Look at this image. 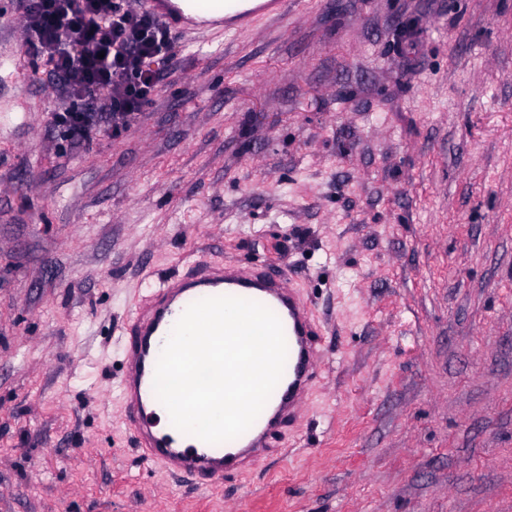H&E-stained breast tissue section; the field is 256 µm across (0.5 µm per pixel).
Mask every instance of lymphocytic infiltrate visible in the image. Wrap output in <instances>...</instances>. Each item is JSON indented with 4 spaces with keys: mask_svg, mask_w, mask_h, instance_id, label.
<instances>
[{
    "mask_svg": "<svg viewBox=\"0 0 512 512\" xmlns=\"http://www.w3.org/2000/svg\"><path fill=\"white\" fill-rule=\"evenodd\" d=\"M27 53L44 58L58 107L50 122L78 146L132 127L165 80L177 43L135 0H19Z\"/></svg>",
    "mask_w": 512,
    "mask_h": 512,
    "instance_id": "f902f5d3",
    "label": "lymphocytic infiltrate"
}]
</instances>
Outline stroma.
<instances>
[{
	"label": "stroma",
	"mask_w": 512,
	"mask_h": 512,
	"mask_svg": "<svg viewBox=\"0 0 512 512\" xmlns=\"http://www.w3.org/2000/svg\"><path fill=\"white\" fill-rule=\"evenodd\" d=\"M289 2L85 150L0 0V512H512V0ZM196 252L287 271L320 331L301 423L216 486L117 387Z\"/></svg>",
	"instance_id": "35a3bbf8"
}]
</instances>
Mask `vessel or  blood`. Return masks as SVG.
<instances>
[{
    "instance_id": "b4317fda",
    "label": "vessel or blood",
    "mask_w": 512,
    "mask_h": 512,
    "mask_svg": "<svg viewBox=\"0 0 512 512\" xmlns=\"http://www.w3.org/2000/svg\"><path fill=\"white\" fill-rule=\"evenodd\" d=\"M148 11L188 43L204 46L221 35L285 15L288 0H143ZM216 296L259 302L280 319L287 343L283 375L252 426L239 437L210 444L163 425L154 391L155 368L169 334L192 303ZM316 320L301 291L283 273L262 265L224 262L199 254L186 271L160 281L125 322L119 390L135 446L150 463L216 485L266 458L298 422L318 377Z\"/></svg>"
}]
</instances>
